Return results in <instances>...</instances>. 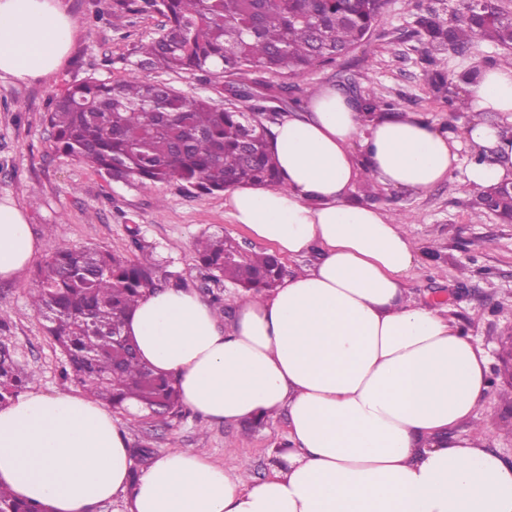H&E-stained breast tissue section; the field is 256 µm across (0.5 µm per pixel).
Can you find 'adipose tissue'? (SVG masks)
<instances>
[{
	"mask_svg": "<svg viewBox=\"0 0 512 512\" xmlns=\"http://www.w3.org/2000/svg\"><path fill=\"white\" fill-rule=\"evenodd\" d=\"M74 29L60 0H0V79L52 74ZM465 97L467 138L494 152L466 185L512 181V135L482 118L512 115V65L482 67ZM271 145L281 186L232 189L224 214L280 254L314 249L317 260L236 300L230 326L193 290L167 288L146 292L124 332L207 419L286 412L284 464L251 485L238 468L169 449L134 482L110 409L83 393L31 392L0 407V485L43 512H92L119 495L130 512H512V463L486 439L441 438L489 389L486 352L408 297L415 249L401 225L350 201L365 177L431 188L457 168L456 143L411 111L364 121L356 100L326 86L273 126ZM38 249L25 211L0 202V279Z\"/></svg>",
	"mask_w": 512,
	"mask_h": 512,
	"instance_id": "obj_1",
	"label": "adipose tissue"
}]
</instances>
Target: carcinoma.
<instances>
[{
  "mask_svg": "<svg viewBox=\"0 0 512 512\" xmlns=\"http://www.w3.org/2000/svg\"><path fill=\"white\" fill-rule=\"evenodd\" d=\"M386 0H112V25L124 18L160 16L146 41L133 45L126 73L118 80L90 77L55 100L47 122L58 152L96 173L130 187L175 183L185 193L215 194L238 186L282 185L265 125L245 128V113L266 112L267 98L249 91L254 69L281 79L279 90L295 89L292 80L369 39ZM429 49H464L473 39L512 44V15L496 0H459L444 20L418 17ZM190 73L216 89L232 79L239 101L220 105L211 95L186 94L169 82L145 81L140 71ZM472 68L450 77L435 70L429 81L446 93L448 110L466 108L450 93L452 84H469ZM371 121L399 103L369 95L358 98ZM481 208L512 222V196L477 190ZM138 255H117L99 247L61 243L35 275L29 295L45 321L47 335L64 355L62 376L93 399L128 413L124 402L137 399L144 413L133 416L165 423L183 412L175 379L157 373L122 336L125 316L148 291L180 286L145 244L137 226L129 228ZM208 279L228 282L256 297L276 287L286 274L275 252L247 251L224 234H202L192 243ZM34 375L21 370L10 315L0 310V406L24 393ZM131 483L148 466L155 449L137 442ZM0 512H42L0 486Z\"/></svg>",
  "mask_w": 512,
  "mask_h": 512,
  "instance_id": "obj_1",
  "label": "carcinoma"
}]
</instances>
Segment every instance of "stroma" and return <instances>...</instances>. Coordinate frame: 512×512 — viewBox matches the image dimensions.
<instances>
[{"label": "stroma", "instance_id": "1", "mask_svg": "<svg viewBox=\"0 0 512 512\" xmlns=\"http://www.w3.org/2000/svg\"><path fill=\"white\" fill-rule=\"evenodd\" d=\"M63 3L76 22V32L60 69L50 77L26 82L0 79V200L11 198L25 210L42 244L21 276L0 280V309L11 317L21 369L34 373L33 390L47 394L78 390L77 384L62 379L63 358L29 303L35 270L48 259L55 243L103 247L131 257L135 249L127 229L139 226L157 255L204 299L214 285L196 261L194 238L208 230L230 235L248 249L264 246L225 217L223 195L191 196L173 184L131 188L54 149L46 114L55 96L91 76H124V56L134 43L151 36L159 23L155 17L134 16L115 29L109 23L111 0ZM456 6L457 0H421L417 5L387 0L367 42L298 79L294 103L274 100L270 107L279 117L297 111L305 91L321 86L352 97L374 93L417 112L456 140L459 166L448 179L414 192L365 178L352 201L391 216L403 211L416 214V223L406 227L416 249L405 278L407 291L421 302L445 303L446 316L488 354L490 387L473 416L453 433L467 437L488 428L489 448L512 462V402L503 397L506 379L499 359L505 337L512 336V224L481 211L465 191V172L477 154L465 136L472 114L449 111L427 81L430 70L453 75L510 56L512 46L477 40L461 51L427 55L418 32L420 12L430 10L445 18ZM127 432L130 442L147 443L159 452L184 448L220 465L248 462L246 474L257 482L270 474L277 443L287 436L288 420L286 413H277L264 429L246 437L240 424L207 420L188 410L164 424L128 426Z\"/></svg>", "mask_w": 512, "mask_h": 512}]
</instances>
